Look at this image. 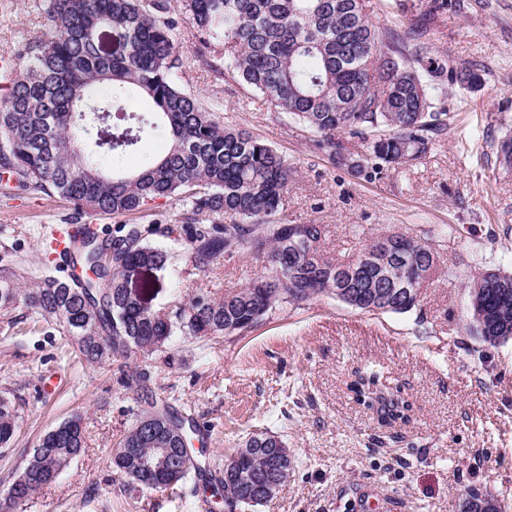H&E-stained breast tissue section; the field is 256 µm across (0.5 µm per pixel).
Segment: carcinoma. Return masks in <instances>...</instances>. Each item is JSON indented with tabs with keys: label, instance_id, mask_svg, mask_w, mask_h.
I'll return each instance as SVG.
<instances>
[{
	"label": "carcinoma",
	"instance_id": "cac0c4a2",
	"mask_svg": "<svg viewBox=\"0 0 512 512\" xmlns=\"http://www.w3.org/2000/svg\"><path fill=\"white\" fill-rule=\"evenodd\" d=\"M442 7L428 0L421 18L380 36L364 0H180L179 13L207 52L195 62L224 80H239L296 123L320 135L332 163H344L338 135H373L370 152L384 164L423 158L448 131V113L433 111L430 84L445 67L429 57L430 26ZM171 0H48L47 36L25 44L22 72L0 99V189L57 196L74 214L114 217L143 213L156 200L179 202L178 223L188 262L206 272L235 256L265 255L266 273L219 296L198 288L185 303L148 312L131 296L123 271L167 268L171 253L143 242L136 224L99 239L81 228L69 268H96V278L65 276L48 262L22 288L17 270L0 268V313L7 329L26 325L61 336L81 361L104 364L139 351L161 352L176 337L244 336L279 305L299 308L316 296L339 297L372 314L406 313L420 294L409 288L437 265L434 237L385 233L337 263L321 246L319 224H281L293 170L271 144L222 122L218 109L181 84L184 61L175 37ZM469 88L482 84L474 69L452 73ZM135 94L152 108L130 110ZM145 133H163L167 152L128 175L101 165L105 155L138 150ZM471 291L469 329L483 342L512 339V279L486 272ZM143 405L119 443L112 465L131 482L158 490L202 475L192 453L193 421L156 396L150 371L131 375ZM357 401L389 426L409 420L410 404L397 385L359 372ZM18 410L0 395V447H7ZM148 421L165 441L173 466L143 440ZM249 439L260 453L235 451L239 478L257 487L265 457L277 447L267 431ZM85 448L74 416L48 431L11 484L22 503L53 483Z\"/></svg>",
	"mask_w": 512,
	"mask_h": 512
}]
</instances>
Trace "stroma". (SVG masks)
Wrapping results in <instances>:
<instances>
[{"label":"stroma","mask_w":512,"mask_h":512,"mask_svg":"<svg viewBox=\"0 0 512 512\" xmlns=\"http://www.w3.org/2000/svg\"><path fill=\"white\" fill-rule=\"evenodd\" d=\"M46 7L0 0V51L43 39ZM175 37L183 85L288 159L294 176L279 222L322 225L323 247L341 263L386 231L430 230L440 238L438 265L406 313L372 315L319 296L274 309L244 336L177 339L167 353L96 367L62 353L57 331H0V392L18 405L11 444L0 448V502L43 434L78 413L84 452L13 512H462L472 491L512 512V340L493 346L468 330L469 278L512 273V168L498 154L512 136V0H451L443 10L430 33L433 57L477 69L482 85L441 78L431 97L448 115L446 136L419 161L377 170L367 163L368 140L342 134L349 162L332 164L316 133L282 121L246 85L199 68L201 44L188 21ZM180 212L178 202L160 200L141 214L81 221L104 237L119 223L140 225L147 243L171 252L165 271L135 279L155 309L198 288L236 291L262 272L263 262L234 258L189 273L184 245L153 227ZM72 217L59 198L0 191V266L30 271L42 258L36 229ZM143 367L160 396L191 410L206 439L199 463L213 475L223 476L225 459L251 432L284 441L294 470L272 500L230 505L193 479L164 491L128 486L111 458L141 409L127 378ZM372 368L400 385L408 422L382 426L357 401L350 385Z\"/></svg>","instance_id":"obj_1"}]
</instances>
